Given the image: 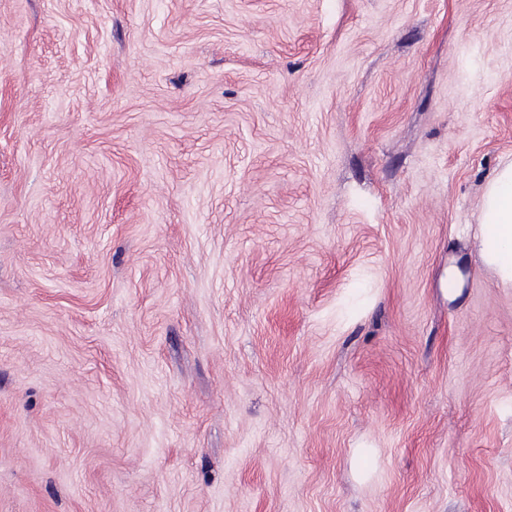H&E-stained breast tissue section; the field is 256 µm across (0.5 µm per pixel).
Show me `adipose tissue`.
<instances>
[{
	"instance_id": "obj_1",
	"label": "adipose tissue",
	"mask_w": 512,
	"mask_h": 512,
	"mask_svg": "<svg viewBox=\"0 0 512 512\" xmlns=\"http://www.w3.org/2000/svg\"><path fill=\"white\" fill-rule=\"evenodd\" d=\"M479 225L490 230L494 244L480 247V259L500 285L512 288V163L499 168L486 183L480 201Z\"/></svg>"
}]
</instances>
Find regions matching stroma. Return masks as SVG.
I'll return each mask as SVG.
<instances>
[{
  "label": "stroma",
  "instance_id": "obj_1",
  "mask_svg": "<svg viewBox=\"0 0 512 512\" xmlns=\"http://www.w3.org/2000/svg\"><path fill=\"white\" fill-rule=\"evenodd\" d=\"M508 163L512 0H0V512H512ZM479 225L489 229L495 244L480 240L481 262L490 268L500 285L512 288V163L499 168L486 183L480 201Z\"/></svg>",
  "mask_w": 512,
  "mask_h": 512
}]
</instances>
